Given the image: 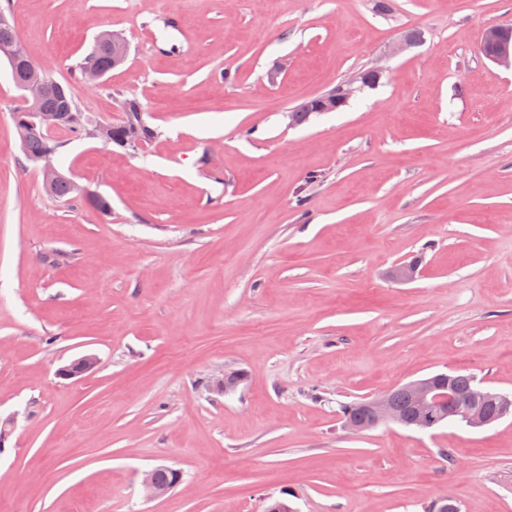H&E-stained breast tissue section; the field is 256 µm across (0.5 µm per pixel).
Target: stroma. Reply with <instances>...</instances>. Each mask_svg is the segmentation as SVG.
Wrapping results in <instances>:
<instances>
[{"instance_id":"stroma-1","label":"stroma","mask_w":512,"mask_h":512,"mask_svg":"<svg viewBox=\"0 0 512 512\" xmlns=\"http://www.w3.org/2000/svg\"><path fill=\"white\" fill-rule=\"evenodd\" d=\"M375 3L10 0L59 79L122 31L77 105L116 124L124 94L156 135L57 132L111 210L57 200L0 63V512H512V417L353 435L339 412L437 373L512 394V69L480 51L512 0ZM370 65L375 88L289 122ZM158 466L183 480L144 499ZM98 364V359L95 355L88 354L79 357L72 361L70 364L62 366L57 370V375L63 379L75 378L82 376L93 369Z\"/></svg>"}]
</instances>
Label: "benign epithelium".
<instances>
[{
    "label": "benign epithelium",
    "instance_id": "benign-epithelium-1",
    "mask_svg": "<svg viewBox=\"0 0 512 512\" xmlns=\"http://www.w3.org/2000/svg\"><path fill=\"white\" fill-rule=\"evenodd\" d=\"M509 23L499 24L488 28L482 37L481 48H496V55L492 61L505 66L512 65V44L503 40L504 32L511 27ZM97 44L100 46L112 47V65L119 66L122 63V52L127 50V41L122 33L114 30H102L96 36ZM382 75V68L371 66L363 69L346 84L336 86L331 92L308 99L303 107L310 112H332L343 106L355 95L363 92L366 88L376 84ZM56 84L51 71L40 68L37 80L20 87L21 98L25 109L22 112L13 113V119L20 131L25 133L35 126L41 127L47 134L59 128V116L53 112L38 111L41 100L47 90ZM36 168L45 178L59 174L56 163V148H48L37 160ZM98 364V359L92 354L83 355L57 370V375L63 379L82 376ZM440 376L424 378L412 381L407 384L410 390L415 417L407 418L393 407L388 395H383L359 402V405L366 407L371 412L370 421L366 424L352 420L345 422L344 427L352 434L359 435L376 429L379 425L387 422L403 425L413 431L430 432L433 430L435 419L432 416L434 404L440 400H448V417L457 418L456 407L466 404L470 408L477 407L491 395L490 389L482 382L473 380L470 390L466 394L458 393L451 385L439 383ZM173 475L171 484L161 487L154 480V471L144 473L142 489L144 497L148 500L160 498L166 495L171 489L181 482V471L168 468Z\"/></svg>",
    "mask_w": 512,
    "mask_h": 512
}]
</instances>
